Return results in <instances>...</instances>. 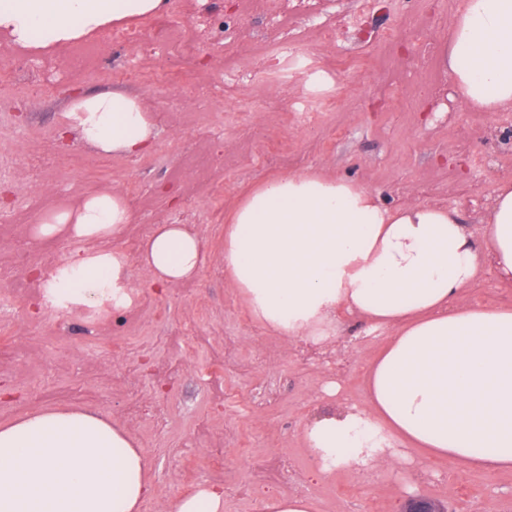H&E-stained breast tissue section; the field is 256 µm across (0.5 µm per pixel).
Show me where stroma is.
<instances>
[{
	"mask_svg": "<svg viewBox=\"0 0 512 512\" xmlns=\"http://www.w3.org/2000/svg\"><path fill=\"white\" fill-rule=\"evenodd\" d=\"M429 54L415 33L392 45L383 36L412 22L418 0H377L373 13L347 45L317 40L307 21L293 35L299 54L336 71L340 101L320 126H303L294 103L303 87L248 78L223 102L202 111L196 83L244 68L276 23L258 11L241 21L233 56L205 46L190 48L188 15L174 18L176 32L153 57L134 46L113 48L91 79L69 78L54 90L32 83L0 86V213L14 220L0 231V280L16 293L33 290L32 267L11 262L12 236H25L30 207L45 210L74 198L111 191L125 198L136 222L152 216L168 224L184 211L186 176L207 171L211 181L195 188L191 224L207 263L194 279L162 292L150 287L140 266L130 269L139 294L132 322L121 333L78 312L28 302L25 312L0 306V424L44 407L87 408L121 424L144 449L153 493L143 512H171L182 494L203 484L224 488V512H264L270 497L303 496L314 512H399L411 495L443 502L449 512H512V472L475 470L444 460L400 462L391 469L337 471L313 477L315 465L302 442L305 422L336 404L365 406L364 367L388 334L346 319L333 342L314 345L269 333L249 321L243 299L224 272V226L230 210L262 180L316 171L359 182L389 208L444 204L462 223L481 229L499 184L512 180V148L492 133L497 116L474 112L448 97L443 52L462 0H439ZM136 60L146 76L123 73ZM433 80L435 95L418 98L416 87ZM399 95H391L392 85ZM138 94L159 135L143 155L105 156L83 146L65 115L80 98L112 90ZM242 111L238 125L224 127L222 141L204 140L225 113ZM284 141L282 158L267 161V141ZM61 155L40 183L22 163L26 152ZM151 194H132L136 180ZM456 306L512 307V288L492 267L464 288ZM138 378V393L128 382ZM340 386L337 395L324 391ZM162 412L159 421L147 417Z\"/></svg>",
	"mask_w": 512,
	"mask_h": 512,
	"instance_id": "stroma-1",
	"label": "stroma"
}]
</instances>
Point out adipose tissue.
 Here are the masks:
<instances>
[{
    "label": "adipose tissue",
    "mask_w": 512,
    "mask_h": 512,
    "mask_svg": "<svg viewBox=\"0 0 512 512\" xmlns=\"http://www.w3.org/2000/svg\"><path fill=\"white\" fill-rule=\"evenodd\" d=\"M167 0H0V33L49 50L103 27L160 14ZM450 86L475 112L512 110V0H464L443 58ZM70 112L81 141L132 156L159 132L138 95L84 97ZM122 196L87 195L35 225V237L97 241L132 223ZM512 286V182L499 186L482 236L436 205H381L367 188L316 172L260 182L224 226V271L268 331L325 342L345 312L389 331L366 374L368 408L315 415L304 444L321 477L406 459L512 469V307H453L484 262ZM139 262L154 287L196 277L206 253L185 224H159ZM58 299L111 298L133 310L121 252L76 255ZM147 456L97 412L53 407L0 424V512H141Z\"/></svg>",
    "instance_id": "adipose-tissue-1"
}]
</instances>
